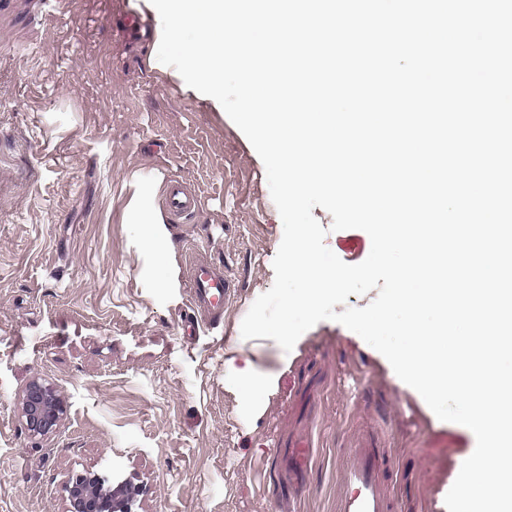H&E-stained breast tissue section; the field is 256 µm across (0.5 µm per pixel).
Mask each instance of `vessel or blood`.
Wrapping results in <instances>:
<instances>
[{
    "instance_id": "obj_1",
    "label": "vessel or blood",
    "mask_w": 512,
    "mask_h": 512,
    "mask_svg": "<svg viewBox=\"0 0 512 512\" xmlns=\"http://www.w3.org/2000/svg\"><path fill=\"white\" fill-rule=\"evenodd\" d=\"M164 205L171 221L179 224L199 213L200 198L182 180L174 178L167 184ZM185 270L196 310L195 316L189 317V324L216 326L239 296L235 276L195 251L186 255ZM379 455V448L365 440L348 449L342 464L345 488L336 496L334 512H392L394 504L385 485L388 464Z\"/></svg>"
}]
</instances>
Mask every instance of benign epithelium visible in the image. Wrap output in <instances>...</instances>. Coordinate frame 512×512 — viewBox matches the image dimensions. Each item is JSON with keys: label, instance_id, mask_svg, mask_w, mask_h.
I'll return each mask as SVG.
<instances>
[{"label": "benign epithelium", "instance_id": "benign-epithelium-1", "mask_svg": "<svg viewBox=\"0 0 512 512\" xmlns=\"http://www.w3.org/2000/svg\"><path fill=\"white\" fill-rule=\"evenodd\" d=\"M65 410L61 395L51 385L34 380L26 387L21 417L33 437L53 433ZM66 512H117L121 501L132 502L136 487L124 481L117 488H103L101 477L92 471L77 473L66 484Z\"/></svg>", "mask_w": 512, "mask_h": 512}]
</instances>
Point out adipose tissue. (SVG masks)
<instances>
[{
    "instance_id": "ef3b65f1",
    "label": "adipose tissue",
    "mask_w": 512,
    "mask_h": 512,
    "mask_svg": "<svg viewBox=\"0 0 512 512\" xmlns=\"http://www.w3.org/2000/svg\"><path fill=\"white\" fill-rule=\"evenodd\" d=\"M161 184L160 174L134 175L133 191L126 209L128 223L143 227L141 243L144 249L153 252L159 260L167 255L169 237L165 218L156 203ZM224 373L236 386L243 413L246 417H254L260 408L258 397L274 385V375L260 369L250 356L237 350L225 354Z\"/></svg>"
}]
</instances>
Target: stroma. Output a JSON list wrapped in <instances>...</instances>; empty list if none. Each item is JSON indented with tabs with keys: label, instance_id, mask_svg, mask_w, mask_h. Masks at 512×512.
<instances>
[{
	"label": "stroma",
	"instance_id": "obj_1",
	"mask_svg": "<svg viewBox=\"0 0 512 512\" xmlns=\"http://www.w3.org/2000/svg\"><path fill=\"white\" fill-rule=\"evenodd\" d=\"M132 0H0V512H65L72 473L139 489L132 512H332L345 448L373 434L396 458L399 512H447L476 439L439 420L387 361L334 321L291 352L242 339L274 282L283 224L265 166L229 117L153 69L155 42L122 25ZM195 188L201 210L170 225L240 281L220 326L185 331L186 288L152 287L158 264L123 220L133 173ZM238 343L277 375L245 419L224 350ZM36 379L67 403L57 430L30 437L21 399ZM310 443L307 475L278 443Z\"/></svg>",
	"mask_w": 512,
	"mask_h": 512
}]
</instances>
